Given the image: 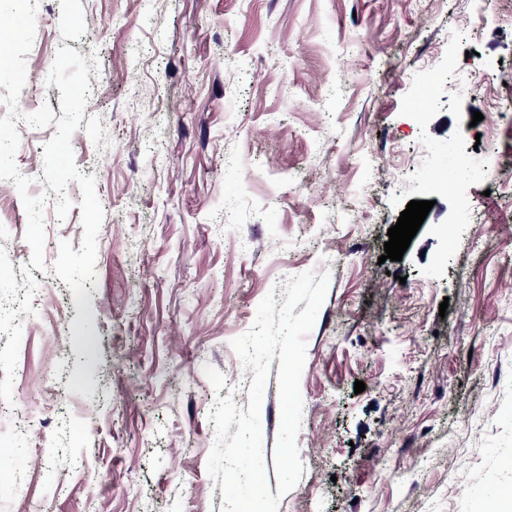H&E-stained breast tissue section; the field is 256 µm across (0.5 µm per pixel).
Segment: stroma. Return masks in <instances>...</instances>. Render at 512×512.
<instances>
[{
  "instance_id": "35a3bbf8",
  "label": "stroma",
  "mask_w": 512,
  "mask_h": 512,
  "mask_svg": "<svg viewBox=\"0 0 512 512\" xmlns=\"http://www.w3.org/2000/svg\"><path fill=\"white\" fill-rule=\"evenodd\" d=\"M1 18L0 98L34 116L22 139L0 112V299L27 298L0 310V363L33 419L0 421V512H224L209 413L247 409L253 378L230 342L308 271L330 284L278 512H512V170L447 178L449 148L479 158L512 128V0H0ZM413 200L433 207L383 260Z\"/></svg>"
}]
</instances>
